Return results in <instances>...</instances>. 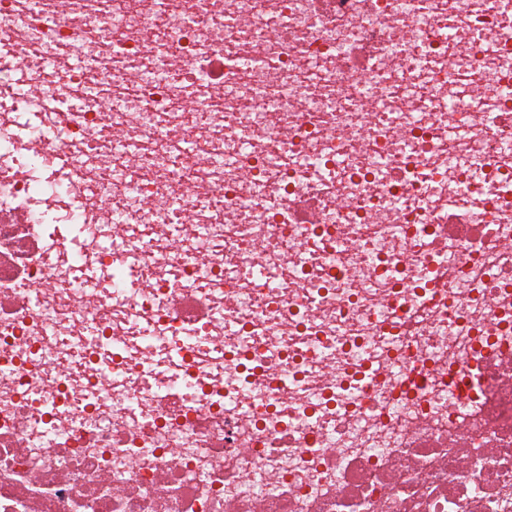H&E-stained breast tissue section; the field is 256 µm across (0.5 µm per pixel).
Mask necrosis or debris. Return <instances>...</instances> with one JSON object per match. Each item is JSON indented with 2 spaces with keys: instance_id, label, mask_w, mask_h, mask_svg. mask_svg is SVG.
Wrapping results in <instances>:
<instances>
[{
  "instance_id": "obj_1",
  "label": "necrosis or debris",
  "mask_w": 512,
  "mask_h": 512,
  "mask_svg": "<svg viewBox=\"0 0 512 512\" xmlns=\"http://www.w3.org/2000/svg\"><path fill=\"white\" fill-rule=\"evenodd\" d=\"M455 10L462 46L435 35ZM70 11L82 26L60 22L50 51L108 43L140 66L144 92L86 104L63 134L94 234L118 242L89 261L135 254L144 285L78 286L9 164L25 146L0 135V196L35 215L0 220V512H512V0ZM227 47L259 59L224 83L239 112L197 73ZM171 51L188 63L174 79ZM476 91L489 112L448 137L433 102ZM192 120L209 134L190 143ZM116 127L136 171L103 211ZM187 143L223 167H192Z\"/></svg>"
}]
</instances>
